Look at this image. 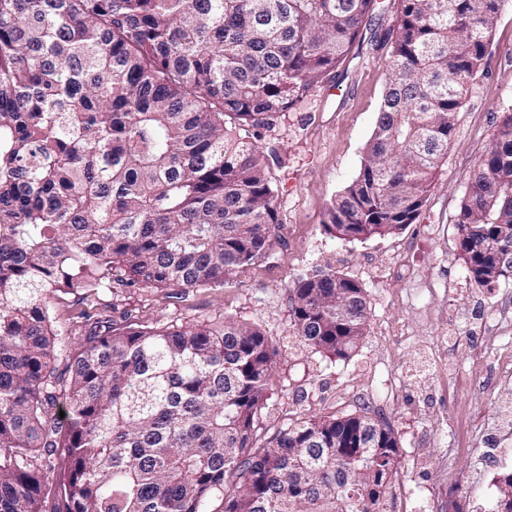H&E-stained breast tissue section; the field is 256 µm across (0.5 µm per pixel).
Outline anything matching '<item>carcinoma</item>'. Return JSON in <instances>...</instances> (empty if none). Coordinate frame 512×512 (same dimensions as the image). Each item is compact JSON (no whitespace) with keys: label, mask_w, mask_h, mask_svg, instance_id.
Segmentation results:
<instances>
[{"label":"carcinoma","mask_w":512,"mask_h":512,"mask_svg":"<svg viewBox=\"0 0 512 512\" xmlns=\"http://www.w3.org/2000/svg\"><path fill=\"white\" fill-rule=\"evenodd\" d=\"M503 0H399L392 72L361 170L327 210L345 241L415 223ZM376 0H0V512H388L395 429L309 417L257 444L273 339L232 320L91 333L58 294L222 288L278 237L257 129L344 62ZM254 129L252 135L234 130ZM481 287L512 252V113L457 215ZM311 352L347 359L365 289L288 282ZM69 349V375L52 363Z\"/></svg>","instance_id":"obj_1"}]
</instances>
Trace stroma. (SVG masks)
<instances>
[{
    "label": "stroma",
    "mask_w": 512,
    "mask_h": 512,
    "mask_svg": "<svg viewBox=\"0 0 512 512\" xmlns=\"http://www.w3.org/2000/svg\"><path fill=\"white\" fill-rule=\"evenodd\" d=\"M343 64L291 110L261 129L275 155L279 241L231 285L178 297L122 288L93 301H53L54 326L69 344L93 320L156 326L220 323L260 326L278 356L273 394L260 416L263 436L311 416L360 414L395 429L404 472L392 512H448L450 498L489 512L485 485L494 467L476 471V448L512 441L494 422L512 419V380L497 376L484 350L497 338L496 306L512 299V281L493 289L470 279L458 248L456 219L473 166L512 110V0H505L481 71L470 85L448 142V154L416 223L399 233L345 241L324 230L332 201L358 175L391 76L399 0H377ZM332 268L365 289V336L348 359L311 353L289 321L290 275Z\"/></svg>",
    "instance_id": "stroma-1"
}]
</instances>
